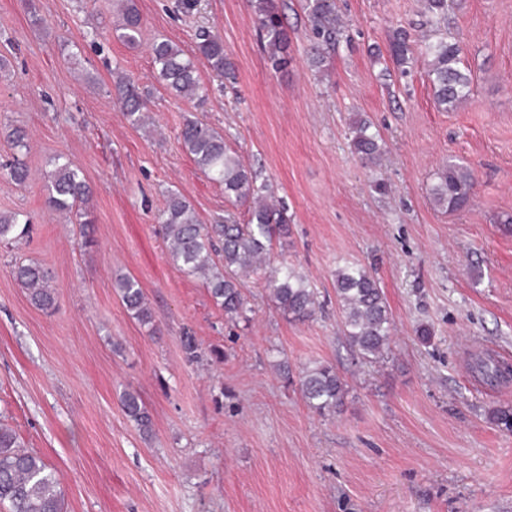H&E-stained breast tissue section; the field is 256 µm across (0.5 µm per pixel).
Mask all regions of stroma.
Returning a JSON list of instances; mask_svg holds the SVG:
<instances>
[{"mask_svg":"<svg viewBox=\"0 0 512 512\" xmlns=\"http://www.w3.org/2000/svg\"><path fill=\"white\" fill-rule=\"evenodd\" d=\"M112 2L34 0L36 26L24 0H0V114L30 144L19 185L0 134V212L31 218L28 238L0 245V420L59 476L67 512H512V431L491 418L512 407V380L490 387L470 369L488 346L512 357V232L498 224L512 214V0H451L448 34L474 82L448 112L422 60L404 75L389 57L393 28L421 35L422 0H335L341 34L319 64L308 0H277L292 57L277 73L248 0H199L188 13L135 0V48L115 38ZM203 28L223 38L236 79L199 64L208 94L191 103L157 82L149 46L164 38L191 55ZM120 73L149 96L145 125L121 110ZM189 116L261 168L286 207L272 262L308 278L321 304L311 320L284 317L251 277V321L227 323L201 281L169 262V193L205 224L230 207L182 145ZM361 118L385 143L374 167L352 151ZM57 155L90 185V223L46 206ZM452 159L478 181L455 214L430 197ZM24 260L49 268L56 313L15 281ZM346 264L384 292L394 330L382 358L362 360L343 334L334 273ZM120 275L139 281L151 325L122 305ZM317 362L347 385L331 415L299 389ZM125 390L149 411L150 434L125 415Z\"/></svg>","mask_w":512,"mask_h":512,"instance_id":"stroma-1","label":"stroma"}]
</instances>
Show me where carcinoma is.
Here are the masks:
<instances>
[{
  "label": "carcinoma",
  "mask_w": 512,
  "mask_h": 512,
  "mask_svg": "<svg viewBox=\"0 0 512 512\" xmlns=\"http://www.w3.org/2000/svg\"><path fill=\"white\" fill-rule=\"evenodd\" d=\"M256 15L267 62L276 71L288 66L291 37L281 18L276 0H251ZM425 25L440 30L448 19V0H424ZM309 17L314 37V62L336 44L339 20L333 0H309ZM142 17L133 0H120L113 34L122 43L136 47L141 43ZM198 56L213 74L235 78V64L217 34L203 31L196 45ZM150 54L157 79L170 94L193 100L204 98L195 62L169 40L155 41ZM425 58L427 77L432 84L436 105L442 110L455 109L471 99L473 78L462 59L458 43L445 36L431 34L413 40L408 31L397 29L390 40V56L406 71L415 55ZM121 104L130 123L140 124L147 111L148 99L130 82L116 84ZM371 125L359 120L351 126V146L363 163L376 165L384 148ZM18 150L9 164L10 177L21 184L28 178L22 155L29 145L25 130L15 127L6 133ZM184 149L197 167L213 181L224 186V198L245 208L247 218L239 222L232 214L224 221L203 224L188 202L176 193L169 194L162 230L169 244L168 258L184 275L199 278L217 306L230 321L245 320L250 312L238 278L265 271V288L274 306L286 317L305 322L314 317L319 303L308 279L288 265H271L276 237L288 233L287 209L267 203L270 185L262 170L247 166L224 143V135L203 123L188 118L181 130ZM477 180L472 170L454 161L437 172L430 189L434 204L448 212H463L476 196ZM46 204L76 224L88 223L86 204L90 187L81 169L63 156L53 159L46 173ZM29 224L19 212L0 214V242L8 243L25 236ZM13 275L26 291L30 302L43 311L57 307L58 295L49 271L38 261L17 263ZM114 288L126 310L141 324L152 323L151 311L139 282L128 276L115 281ZM335 290L341 311L344 335L363 358L382 355L392 333V318L384 294L371 272L362 265L340 267L335 273ZM475 370L488 381L498 380L499 361L491 356H477ZM300 388L307 405L326 415L337 412L344 403L345 384L333 366L318 363L302 373ZM121 404L126 416L137 428L151 430V417L131 391L123 393ZM0 506L7 512H66L65 494L55 472L42 457L26 449L16 432L0 423Z\"/></svg>",
  "instance_id": "cac0c4a2"
}]
</instances>
